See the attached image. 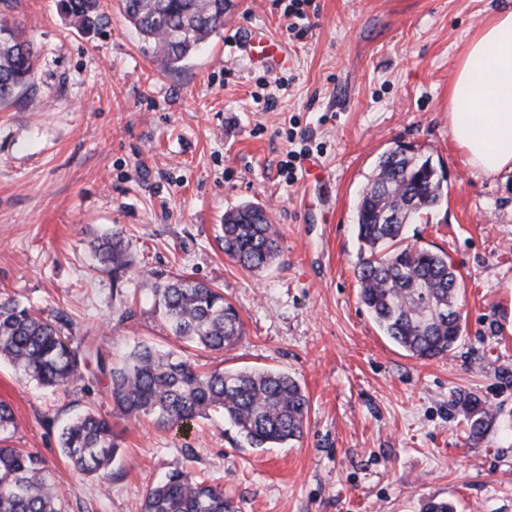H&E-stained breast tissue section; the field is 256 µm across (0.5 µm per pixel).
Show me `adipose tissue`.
I'll use <instances>...</instances> for the list:
<instances>
[{
  "label": "adipose tissue",
  "instance_id": "ef3b65f1",
  "mask_svg": "<svg viewBox=\"0 0 512 512\" xmlns=\"http://www.w3.org/2000/svg\"><path fill=\"white\" fill-rule=\"evenodd\" d=\"M448 120L470 168L512 172V7L489 17L467 43L448 89Z\"/></svg>",
  "mask_w": 512,
  "mask_h": 512
}]
</instances>
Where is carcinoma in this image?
Wrapping results in <instances>:
<instances>
[{"mask_svg":"<svg viewBox=\"0 0 512 512\" xmlns=\"http://www.w3.org/2000/svg\"><path fill=\"white\" fill-rule=\"evenodd\" d=\"M124 16L171 70L178 69L224 28L232 0H118ZM71 23L83 31L102 18L100 0H66ZM38 52L14 23L0 17V104L31 84ZM444 171L410 151L382 154L357 202L360 299L380 330L415 358H443L462 337L461 278L448 255L408 242L407 227L428 219L445 195ZM396 215L392 221L388 214ZM277 225L265 208L244 203L224 216V254L255 273L279 257ZM100 263L118 277L132 260L120 233L98 239ZM152 310L170 336L222 352L244 335L236 307L219 288L178 277L150 283ZM0 360L45 388L85 384L88 354L61 325L15 298L0 299ZM108 379L113 410L127 422L147 416L183 436L198 419L219 414L234 430L237 448H284L303 435L309 400L291 375L265 368L201 370L175 351L136 343L117 361L96 352ZM473 440L500 417L477 393L455 400ZM13 409L0 402V512H61L51 472L38 454L9 444ZM60 445L80 476L105 485L120 444L112 421L88 409L61 428ZM143 512H240L224 490L188 469H175L151 486Z\"/></svg>","mask_w":512,"mask_h":512,"instance_id":"obj_1","label":"carcinoma"}]
</instances>
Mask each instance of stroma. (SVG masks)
I'll use <instances>...</instances> for the list:
<instances>
[{"label":"stroma","instance_id":"35a3bbf8","mask_svg":"<svg viewBox=\"0 0 512 512\" xmlns=\"http://www.w3.org/2000/svg\"><path fill=\"white\" fill-rule=\"evenodd\" d=\"M234 4L220 34L170 70L116 0H101L88 32L68 25L63 0H11L5 13L40 59L32 87L0 106V298L73 323L109 356L146 341L204 369L289 373L310 400L303 436L252 450L233 447L217 415L186 436L118 419L124 455L104 489L75 476L59 431L87 408L111 416L107 379L47 389L1 361L15 446L53 471L62 512H142L147 489L184 467L241 512H421L432 498L512 512V173L471 170L448 125L467 38L512 0H311L301 40L272 0ZM253 29L287 46L286 68L254 67ZM257 94L274 109L258 111ZM290 128L309 135L323 176L281 175ZM400 144L447 177V200L408 228L462 277L463 337L441 359L393 345L359 298L357 201ZM246 201L280 230L259 276L219 241L225 212ZM114 230L135 262L117 280L91 249ZM155 274L223 288L245 336L220 353L168 336L140 293ZM470 393L503 412L476 442L453 409Z\"/></svg>","mask_w":512,"mask_h":512}]
</instances>
